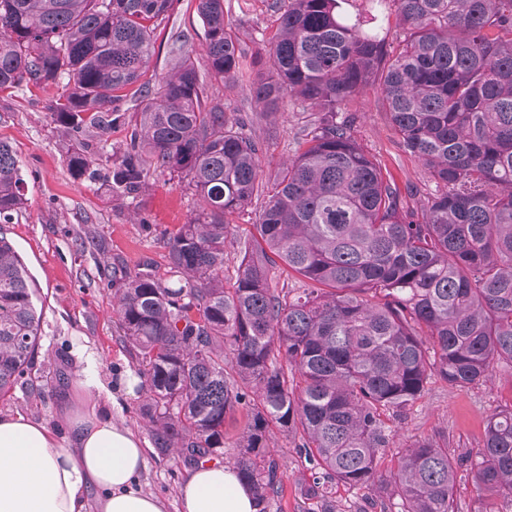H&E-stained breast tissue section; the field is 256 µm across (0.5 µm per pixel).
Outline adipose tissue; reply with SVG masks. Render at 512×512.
<instances>
[{"mask_svg":"<svg viewBox=\"0 0 512 512\" xmlns=\"http://www.w3.org/2000/svg\"><path fill=\"white\" fill-rule=\"evenodd\" d=\"M83 398L68 409L70 433L59 440L47 425L0 415V512H166L144 492L140 436L106 409L114 398L87 354ZM180 512H256L250 489L226 466L202 463L180 489Z\"/></svg>","mask_w":512,"mask_h":512,"instance_id":"adipose-tissue-1","label":"adipose tissue"}]
</instances>
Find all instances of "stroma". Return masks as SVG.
<instances>
[{"instance_id":"1","label":"stroma","mask_w":512,"mask_h":512,"mask_svg":"<svg viewBox=\"0 0 512 512\" xmlns=\"http://www.w3.org/2000/svg\"><path fill=\"white\" fill-rule=\"evenodd\" d=\"M196 0H175V8L156 29V52L149 72L164 77L178 58L190 53L205 56L202 21ZM224 10L245 56H253L264 39L276 31L277 15L267 0H224ZM211 97L221 100L226 111L242 118L259 141L262 177L274 176L305 142L307 113L287 104L272 128L261 117L248 91L246 77L207 82ZM58 86L31 90L21 86L0 91V139L12 146L26 185V201L10 222H0V237L17 249L35 287L40 315V338L34 363L18 379L9 397L0 399V414L20 413L42 421L59 436H66L64 414L69 408L81 364L78 346L85 345L97 358L100 380L113 390L122 405L121 416L146 443L145 490L164 499L168 512H177L180 486L191 467L173 452H160L140 414L141 398L121 389L120 383L136 365L122 340L113 312V291L101 280L115 260L128 266L152 260L166 267V251L154 232L187 223L196 201L185 182L168 175H152L149 187L137 199L110 193L107 179L94 184L75 178L69 171V142L50 117L60 94ZM377 92L365 89L352 103L356 116L354 134L377 158L398 186H424L420 163L405 153L377 102ZM260 201L229 215L234 227L224 252V279L232 281L240 262V250L256 234L254 224ZM512 405V370L495 369L486 384L451 389L433 381L410 407L405 418L390 420L393 444L386 449L378 485L353 491L336 484L332 497L339 512H380L381 481L397 463V452L415 437H429L461 458L482 447L484 426L496 409ZM273 453L280 464L283 490L272 501L270 512H320V501L307 498L312 470L294 451L293 436L276 433Z\"/></svg>"}]
</instances>
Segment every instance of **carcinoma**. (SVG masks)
<instances>
[{"label": "carcinoma", "mask_w": 512, "mask_h": 512, "mask_svg": "<svg viewBox=\"0 0 512 512\" xmlns=\"http://www.w3.org/2000/svg\"><path fill=\"white\" fill-rule=\"evenodd\" d=\"M356 2L272 0L277 31L248 63L224 0H198L210 79L248 69L265 117L289 98L314 113L307 146L264 183L258 142L208 97L195 58L144 79L173 0H0V91L62 85L51 119L73 175L93 182L106 164L111 191L132 199L150 175H176L196 197L191 220L161 234L165 275L119 261L107 286L156 446L208 462L224 454L226 415L244 412L236 468L258 512L280 492L274 432L298 437L309 493L326 501L335 481L374 485L388 418L431 381L465 389L512 368V0ZM387 6L402 25L393 45L373 26ZM135 84L129 118L117 103ZM369 86L433 184L419 215L354 135L349 105ZM126 123V148L106 151ZM262 194L257 246L227 287L226 217ZM24 201L0 140V221ZM279 262L310 287H272ZM39 336L34 285L1 237L0 398ZM466 463L486 494L478 512H512V406ZM456 470L440 443L413 440L381 512H454Z\"/></svg>", "instance_id": "1"}]
</instances>
